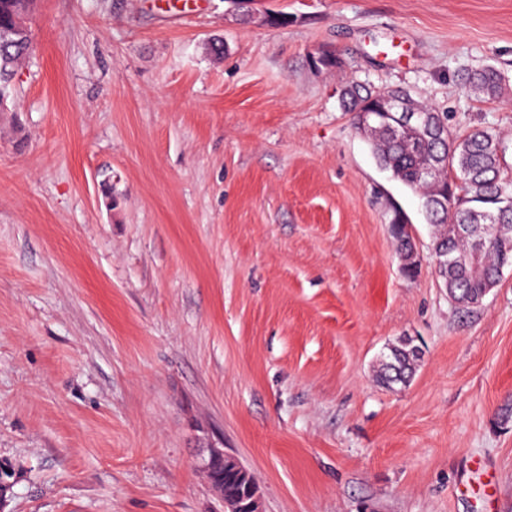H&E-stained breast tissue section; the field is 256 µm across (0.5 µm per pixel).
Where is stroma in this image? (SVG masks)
<instances>
[{
	"label": "stroma",
	"mask_w": 512,
	"mask_h": 512,
	"mask_svg": "<svg viewBox=\"0 0 512 512\" xmlns=\"http://www.w3.org/2000/svg\"><path fill=\"white\" fill-rule=\"evenodd\" d=\"M27 25L0 110V512H224L212 446L263 512H512V267L456 303L341 99L406 89L499 134L512 177V0H36ZM487 65L500 99L463 89ZM403 337L416 372L382 386ZM405 222L404 218L400 214H395L392 219L391 230L394 238L397 241V249L400 253V257L402 260L403 269L407 272H412L413 270V244L408 239L407 227L403 225ZM396 224H402V229ZM412 342L411 339L405 338L388 348L389 353L381 359L378 370V376L383 384L392 387L410 382L422 354L418 346L413 345ZM391 378L400 380L391 383Z\"/></svg>",
	"instance_id": "35a3bbf8"
}]
</instances>
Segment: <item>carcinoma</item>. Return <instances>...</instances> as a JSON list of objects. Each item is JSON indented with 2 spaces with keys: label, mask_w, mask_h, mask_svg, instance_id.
Returning <instances> with one entry per match:
<instances>
[{
  "label": "carcinoma",
  "mask_w": 512,
  "mask_h": 512,
  "mask_svg": "<svg viewBox=\"0 0 512 512\" xmlns=\"http://www.w3.org/2000/svg\"><path fill=\"white\" fill-rule=\"evenodd\" d=\"M18 0H0V30L16 32V42L0 46V97L10 95V86L20 64L33 52L30 31L16 27ZM468 93L477 98H496L502 91L500 72L488 66L466 77ZM410 96L402 89L373 90L359 83L345 90L348 111L378 112L386 107V98ZM422 107L433 113L434 130H422L404 137L394 136L385 121L378 122L370 137L374 157L384 169L424 198L429 224L434 228L433 251L464 254L476 239L485 241L477 266L450 265L438 270L448 294L459 304L470 307L498 281V270L512 265V180L503 175L502 158L506 151L503 139L488 129H475L464 136L454 134L447 116L428 104ZM448 164V170L436 183L419 178L428 168ZM396 214L391 230L397 241L403 269L413 270V244ZM421 358L418 346L405 338L389 347L379 364L380 381L391 387V379L405 385L410 382ZM211 486L224 487V498L233 499L245 490V482L234 466L219 465L207 476Z\"/></svg>",
  "instance_id": "obj_1"
}]
</instances>
